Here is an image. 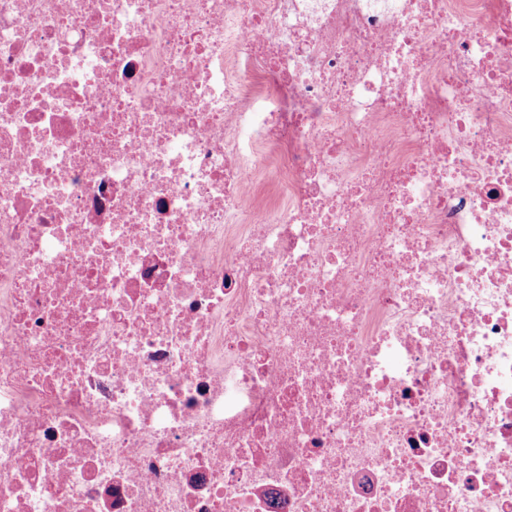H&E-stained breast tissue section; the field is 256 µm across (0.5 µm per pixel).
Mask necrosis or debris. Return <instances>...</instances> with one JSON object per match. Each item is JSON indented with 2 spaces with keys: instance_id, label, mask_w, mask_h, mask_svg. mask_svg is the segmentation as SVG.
I'll list each match as a JSON object with an SVG mask.
<instances>
[{
  "instance_id": "4bbe7bcc",
  "label": "necrosis or debris",
  "mask_w": 512,
  "mask_h": 512,
  "mask_svg": "<svg viewBox=\"0 0 512 512\" xmlns=\"http://www.w3.org/2000/svg\"><path fill=\"white\" fill-rule=\"evenodd\" d=\"M0 512H512V0H0Z\"/></svg>"
}]
</instances>
